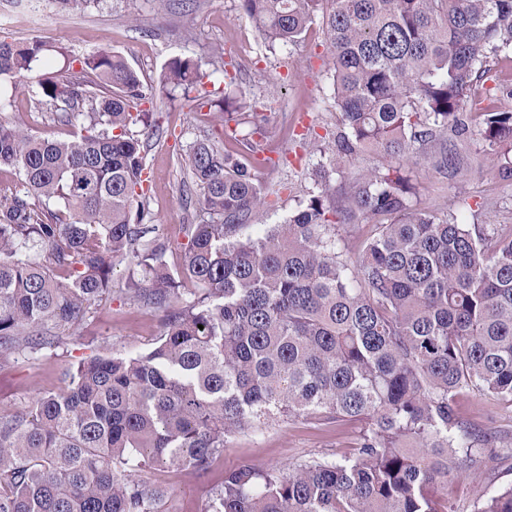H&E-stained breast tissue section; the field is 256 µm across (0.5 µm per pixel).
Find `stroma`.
Masks as SVG:
<instances>
[{
    "label": "stroma",
    "instance_id": "stroma-1",
    "mask_svg": "<svg viewBox=\"0 0 512 512\" xmlns=\"http://www.w3.org/2000/svg\"><path fill=\"white\" fill-rule=\"evenodd\" d=\"M242 34L249 37L254 53L236 59L233 89L256 102L265 117L264 133L253 141L261 152H274L275 161L260 172L268 196L259 221L279 224L312 186L310 172L320 158L313 137L328 138L336 130L338 114L326 74L329 52L321 23H314L299 42L271 52L238 0H100L78 15L59 11L51 0H0V41L37 38L47 44L39 73L58 72L64 54L81 57L108 50L123 55L143 83L155 88L150 108L160 133L145 141L144 188L156 234L167 245L165 259L173 267L183 263L182 226L198 223L201 216L200 190L188 175L187 148L195 140L219 141L223 135L219 112L192 111L166 97L163 69L179 56L209 62L214 49H231ZM56 111L43 101L36 81L0 82V122L35 135L70 139L74 129L58 123ZM489 165V159L477 157L450 181L416 169V207L450 210L467 222L468 203L481 197L489 204L488 222L512 224V184L488 175ZM162 317L160 311L117 296L102 298L65 348L19 354L0 366V410L25 406L38 394L61 389L65 371L83 358L128 356L151 347L162 331ZM457 407L473 428L494 433L498 447L512 448L511 406L467 391L458 396ZM357 431L354 425L296 419L260 433L234 434L206 475L160 465L135 470L134 475L170 490L164 512H207L225 469L243 462L268 468L309 457L345 456L352 451ZM449 464L463 473L447 484L448 500L457 512H473L487 491L512 485V457L505 453L479 471L471 469L461 453Z\"/></svg>",
    "mask_w": 512,
    "mask_h": 512
}]
</instances>
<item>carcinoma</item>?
<instances>
[{"mask_svg":"<svg viewBox=\"0 0 512 512\" xmlns=\"http://www.w3.org/2000/svg\"><path fill=\"white\" fill-rule=\"evenodd\" d=\"M81 14L97 0H54ZM268 49L325 25L339 117L317 145L314 190L251 234L265 195L258 113L238 101L224 145L190 144L202 218L183 225L171 269L146 208L152 99L123 56L67 59L92 79L38 77L75 128L58 140L0 123V166L20 188L0 199V363L65 347L91 305L118 293L163 313L164 332L131 356L78 361L58 392L0 410V512H161L168 492L131 474L158 464L209 471L236 432L275 422L361 424L353 453L224 471L207 512H454L436 496L448 454L486 463L492 437L459 415L463 390L512 404V225L414 208L409 167L455 178L475 148L512 181V0H239ZM45 44L0 42V77L35 70ZM190 57L165 67L185 105L213 103ZM235 127H230V123ZM372 150L379 163L352 174ZM370 224L355 259L339 224ZM191 287H185V284ZM474 512H512V486Z\"/></svg>","mask_w":512,"mask_h":512,"instance_id":"1","label":"carcinoma"}]
</instances>
